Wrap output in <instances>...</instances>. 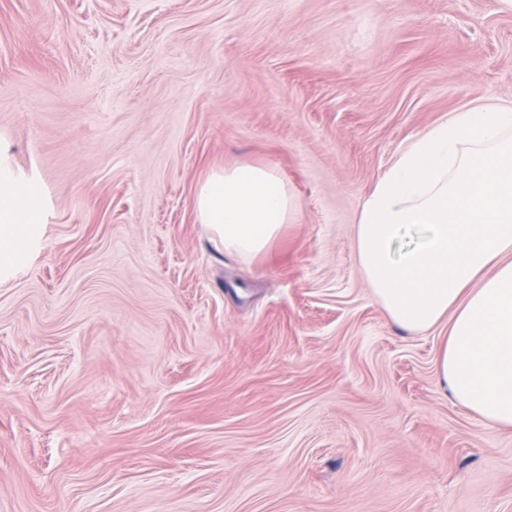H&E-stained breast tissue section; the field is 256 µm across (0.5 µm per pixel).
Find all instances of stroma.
<instances>
[{
    "label": "stroma",
    "mask_w": 512,
    "mask_h": 512,
    "mask_svg": "<svg viewBox=\"0 0 512 512\" xmlns=\"http://www.w3.org/2000/svg\"><path fill=\"white\" fill-rule=\"evenodd\" d=\"M484 104L498 0H0V159L42 224L0 275V512H512V428L354 247L395 156ZM241 164L298 203L248 262L194 210Z\"/></svg>",
    "instance_id": "stroma-1"
}]
</instances>
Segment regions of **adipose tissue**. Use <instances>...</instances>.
<instances>
[{"label":"adipose tissue","instance_id":"adipose-tissue-1","mask_svg":"<svg viewBox=\"0 0 512 512\" xmlns=\"http://www.w3.org/2000/svg\"><path fill=\"white\" fill-rule=\"evenodd\" d=\"M194 208L216 246L249 261L297 202L275 169L243 164L213 172ZM37 234L34 204L0 167V270ZM355 247L397 326L447 322L438 384L489 424L512 427V108L452 112L416 135L365 198Z\"/></svg>","mask_w":512,"mask_h":512}]
</instances>
